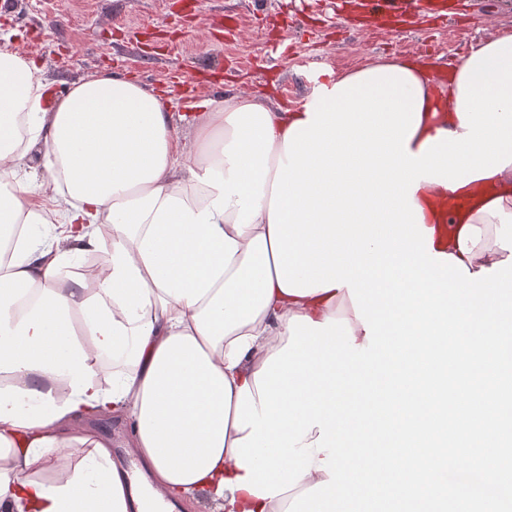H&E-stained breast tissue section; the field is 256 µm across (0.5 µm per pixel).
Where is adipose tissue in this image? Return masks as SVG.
I'll list each match as a JSON object with an SVG mask.
<instances>
[{
    "label": "adipose tissue",
    "instance_id": "adipose-tissue-1",
    "mask_svg": "<svg viewBox=\"0 0 512 512\" xmlns=\"http://www.w3.org/2000/svg\"><path fill=\"white\" fill-rule=\"evenodd\" d=\"M376 65L422 90L411 153L463 134V65L443 87L407 58ZM173 119L169 99L110 71L46 105L37 60L0 51V512H147L110 441L81 425L101 417L128 419L127 444L164 501L201 492L218 512H285L328 478L314 469L263 499L237 489L246 471L232 452L238 393L287 344L291 317L347 319L367 343L347 288L300 297L278 284L272 185L306 107L190 103L189 145ZM36 145L40 181L25 169ZM414 202L437 253L470 273L512 256V165L455 190L421 182ZM92 252L96 273L75 275V255ZM81 446L79 462L41 477L56 449Z\"/></svg>",
    "mask_w": 512,
    "mask_h": 512
}]
</instances>
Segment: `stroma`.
I'll return each instance as SVG.
<instances>
[{
    "instance_id": "1",
    "label": "stroma",
    "mask_w": 512,
    "mask_h": 512,
    "mask_svg": "<svg viewBox=\"0 0 512 512\" xmlns=\"http://www.w3.org/2000/svg\"><path fill=\"white\" fill-rule=\"evenodd\" d=\"M363 0H0V48L34 57L65 95L90 75L123 73L186 100L246 96L299 104L327 70L383 56L447 65L461 44L512 28V0H444L446 14L389 23Z\"/></svg>"
}]
</instances>
